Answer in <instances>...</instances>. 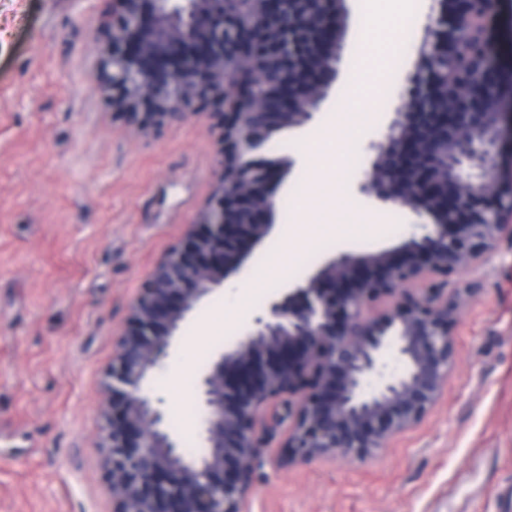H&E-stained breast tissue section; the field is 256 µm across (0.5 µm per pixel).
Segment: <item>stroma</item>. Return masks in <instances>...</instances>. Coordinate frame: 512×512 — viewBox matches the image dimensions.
Listing matches in <instances>:
<instances>
[{
	"instance_id": "1",
	"label": "stroma",
	"mask_w": 512,
	"mask_h": 512,
	"mask_svg": "<svg viewBox=\"0 0 512 512\" xmlns=\"http://www.w3.org/2000/svg\"><path fill=\"white\" fill-rule=\"evenodd\" d=\"M433 0L407 18L411 51L389 66L399 12L363 31L348 22L329 99L304 128L269 140L294 165L277 189L268 235L223 289L201 301L150 380L181 444L196 442L194 385L289 284L340 251L399 244L416 217L352 194L363 155L418 63ZM112 0H0V512H112L99 448L104 373L142 280L185 237L220 172V102L142 132L93 92L97 32ZM361 113L331 139L337 102ZM311 245L287 271L256 272L287 224ZM245 305H238L240 291ZM456 358L437 404L365 459L279 462L263 457L247 512H512V241L494 253L481 294L458 310Z\"/></svg>"
}]
</instances>
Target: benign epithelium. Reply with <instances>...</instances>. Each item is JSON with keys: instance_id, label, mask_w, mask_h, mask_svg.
<instances>
[{"instance_id": "1", "label": "benign epithelium", "mask_w": 512, "mask_h": 512, "mask_svg": "<svg viewBox=\"0 0 512 512\" xmlns=\"http://www.w3.org/2000/svg\"><path fill=\"white\" fill-rule=\"evenodd\" d=\"M114 2L92 89L141 129L218 100L223 153L209 204L143 280L116 341L100 444L112 512H244L277 426L288 423V464L364 459L441 395L457 308L483 289L455 277L512 239V179L497 176L512 140V73L494 65L498 0H438L419 66L366 146L356 193L423 222L394 248L336 254L213 356L195 392L198 459L168 432L149 377L181 323L269 233L293 162L263 157L266 142L309 125L327 99L343 0H314L313 26L288 0Z\"/></svg>"}]
</instances>
